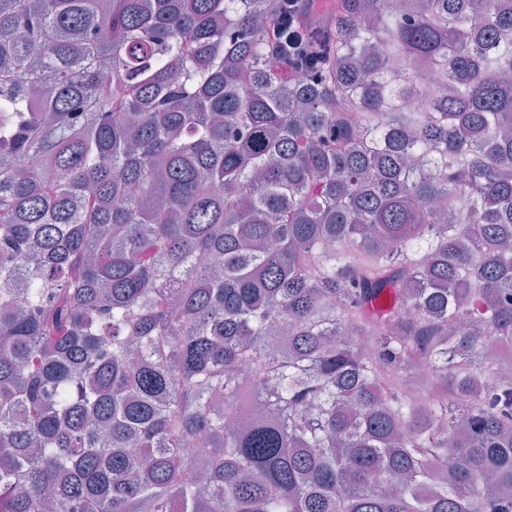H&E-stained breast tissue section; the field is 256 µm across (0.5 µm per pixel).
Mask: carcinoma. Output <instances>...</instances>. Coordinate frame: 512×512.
I'll return each instance as SVG.
<instances>
[{
  "label": "carcinoma",
  "mask_w": 512,
  "mask_h": 512,
  "mask_svg": "<svg viewBox=\"0 0 512 512\" xmlns=\"http://www.w3.org/2000/svg\"><path fill=\"white\" fill-rule=\"evenodd\" d=\"M286 7L0 0V512H512V0ZM314 0H289L288 1V25L295 21L300 26L310 27L320 22L314 14ZM285 28L279 22L271 24L266 33V40L270 45L279 46L285 42L288 44V53L293 51L295 55L306 57L314 54L311 52L309 44L303 42L302 38L296 34V31H290L288 27V36L284 38Z\"/></svg>",
  "instance_id": "1"
}]
</instances>
